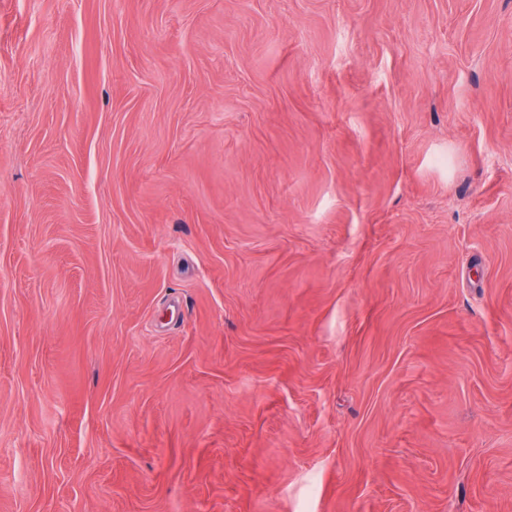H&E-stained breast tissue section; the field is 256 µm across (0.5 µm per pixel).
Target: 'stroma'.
I'll return each mask as SVG.
<instances>
[{
	"mask_svg": "<svg viewBox=\"0 0 512 512\" xmlns=\"http://www.w3.org/2000/svg\"><path fill=\"white\" fill-rule=\"evenodd\" d=\"M0 512H512V0H0Z\"/></svg>",
	"mask_w": 512,
	"mask_h": 512,
	"instance_id": "1",
	"label": "stroma"
}]
</instances>
